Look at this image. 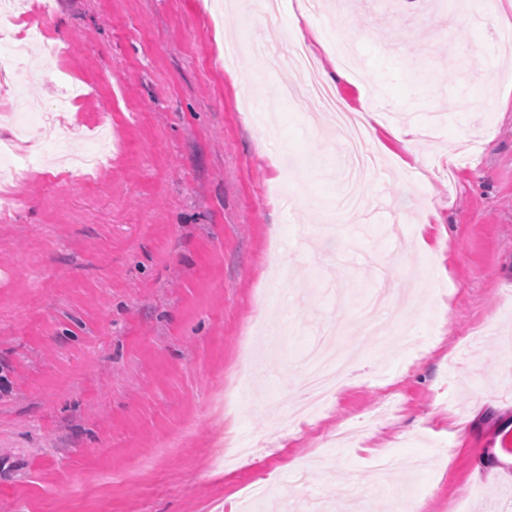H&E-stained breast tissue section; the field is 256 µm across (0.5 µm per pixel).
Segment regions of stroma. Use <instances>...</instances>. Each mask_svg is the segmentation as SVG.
<instances>
[{
	"label": "stroma",
	"mask_w": 512,
	"mask_h": 512,
	"mask_svg": "<svg viewBox=\"0 0 512 512\" xmlns=\"http://www.w3.org/2000/svg\"><path fill=\"white\" fill-rule=\"evenodd\" d=\"M457 3L308 8L355 48L333 83L348 108L424 129L409 152L369 145L364 206L344 212L345 135L317 100L271 105L303 76L268 74L296 42L256 54L257 0H55L46 19L27 0L11 51L40 19L63 55L26 95L86 83L68 151L100 121L110 146L91 171L36 162L0 203V512H239L253 487L261 510L512 512V50L497 15ZM431 203L445 246L422 252ZM280 267L291 286L264 302ZM331 327L364 378L283 422ZM229 431L255 448L236 469L217 461Z\"/></svg>",
	"instance_id": "1"
}]
</instances>
